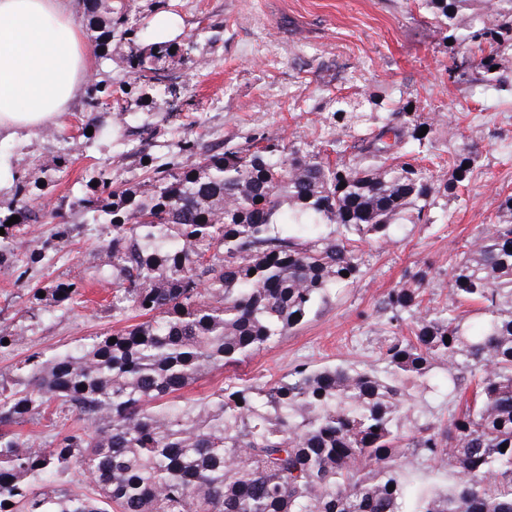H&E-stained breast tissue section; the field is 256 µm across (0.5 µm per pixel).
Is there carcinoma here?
I'll use <instances>...</instances> for the list:
<instances>
[{
	"mask_svg": "<svg viewBox=\"0 0 512 512\" xmlns=\"http://www.w3.org/2000/svg\"><path fill=\"white\" fill-rule=\"evenodd\" d=\"M415 4L473 59L471 79L512 93V0ZM87 8L96 47L134 34L124 7ZM171 48L136 47L125 60L134 82L167 79L155 61ZM325 120V157L261 136L201 150L195 166L139 190L97 182L82 205L109 229L112 317L126 326L35 351L14 384L0 381V512H404L421 458L452 483L418 495L415 512H512V195L452 256L445 301L425 303V264L377 301L383 324L407 329L382 341V369L303 363L270 383L229 378L208 402L182 400L192 382L302 324L329 290L354 285L362 243L389 242L394 224L433 223L436 198H458L480 166L465 137L449 177L423 165L435 119L403 91L388 103L338 97ZM70 164L59 154L40 171L52 180ZM28 193L19 176L0 203L3 271L71 236L70 224L35 236ZM81 297L78 283H52L31 289L29 309L50 315ZM438 365L448 418L421 423L413 390L438 392L428 383ZM36 421L56 429L50 443L14 430ZM78 471L92 493L67 481Z\"/></svg>",
	"mask_w": 512,
	"mask_h": 512,
	"instance_id": "cac0c4a2",
	"label": "carcinoma"
}]
</instances>
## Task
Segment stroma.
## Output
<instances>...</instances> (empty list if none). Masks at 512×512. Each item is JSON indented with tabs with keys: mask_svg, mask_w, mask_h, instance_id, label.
<instances>
[{
	"mask_svg": "<svg viewBox=\"0 0 512 512\" xmlns=\"http://www.w3.org/2000/svg\"><path fill=\"white\" fill-rule=\"evenodd\" d=\"M125 2L138 38L114 36L89 77L106 81L105 104L89 109L82 96L36 134L0 136V171L8 175L0 200L10 198L13 175L37 177L41 163L70 154L66 175L32 189L31 202L43 214L35 226L40 237L50 238L60 222L76 228L70 242L28 270L0 271V325L23 338L0 355V379L12 380L34 351L63 349L114 326L112 269L100 254L109 230L80 205L90 182L104 176L113 187L135 189L171 164L192 167L189 140L220 151L265 133L322 152L321 119L335 98L400 89L426 115L451 117L480 143L481 166L460 199H437L436 223L397 224L390 243L364 245L357 284L317 302L305 323L235 370H213L182 395L205 402L228 375L262 383L300 363L381 367L378 299L418 261L431 264L436 283L445 282L452 247L493 223L501 199L512 194V98L450 80L443 35L412 0H162L149 13L145 0ZM170 14L184 26L174 57L161 63L167 84L128 85L119 61L133 43L152 42ZM90 121L97 126L91 137L84 130ZM57 280L80 282L84 303L53 317L28 313L29 289Z\"/></svg>",
	"mask_w": 512,
	"mask_h": 512,
	"instance_id": "35a3bbf8",
	"label": "stroma"
}]
</instances>
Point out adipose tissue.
Returning <instances> with one entry per match:
<instances>
[{
  "instance_id": "obj_1",
  "label": "adipose tissue",
  "mask_w": 512,
  "mask_h": 512,
  "mask_svg": "<svg viewBox=\"0 0 512 512\" xmlns=\"http://www.w3.org/2000/svg\"><path fill=\"white\" fill-rule=\"evenodd\" d=\"M92 61L72 0H0V134L54 123Z\"/></svg>"
}]
</instances>
